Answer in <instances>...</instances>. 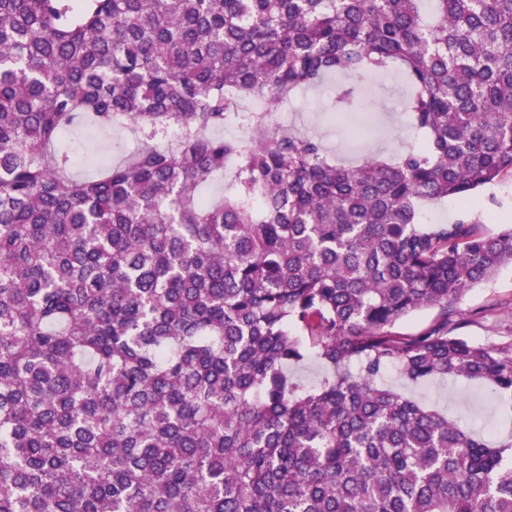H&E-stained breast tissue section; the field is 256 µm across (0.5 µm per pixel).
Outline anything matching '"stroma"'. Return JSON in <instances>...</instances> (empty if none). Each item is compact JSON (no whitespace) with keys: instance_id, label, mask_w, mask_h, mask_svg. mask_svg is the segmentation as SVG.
<instances>
[{"instance_id":"35a3bbf8","label":"stroma","mask_w":512,"mask_h":512,"mask_svg":"<svg viewBox=\"0 0 512 512\" xmlns=\"http://www.w3.org/2000/svg\"><path fill=\"white\" fill-rule=\"evenodd\" d=\"M341 75L327 76L321 83L299 90L283 114L285 123L298 132L322 138L326 150L346 165L364 158L396 157L418 143L400 106L403 86L395 73L381 72L362 80L364 88L375 90L373 103L354 113L350 123H340L331 102ZM80 149L78 176L89 177L100 166L117 161L125 145L122 132L111 140L87 137L78 131L70 136ZM422 214L430 224H448L465 215H477L485 233L512 225V178L478 192L472 205L453 200L423 204ZM454 309L461 322L460 336L490 345L512 344V265L503 266L488 283L472 288L459 298ZM410 395L448 414L464 426L485 436L512 435V401L495 397L484 385L464 380L436 379L409 390Z\"/></svg>"}]
</instances>
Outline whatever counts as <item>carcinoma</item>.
I'll list each match as a JSON object with an SVG mask.
<instances>
[{"instance_id": "carcinoma-1", "label": "carcinoma", "mask_w": 512, "mask_h": 512, "mask_svg": "<svg viewBox=\"0 0 512 512\" xmlns=\"http://www.w3.org/2000/svg\"><path fill=\"white\" fill-rule=\"evenodd\" d=\"M392 66L424 136L394 162L275 119ZM86 126L140 147L78 179ZM507 176L512 0H0V512H512V438L382 383L512 397L453 311L512 225L419 215ZM436 315L435 309H421L396 322L393 331L403 335L419 334L433 326Z\"/></svg>"}]
</instances>
